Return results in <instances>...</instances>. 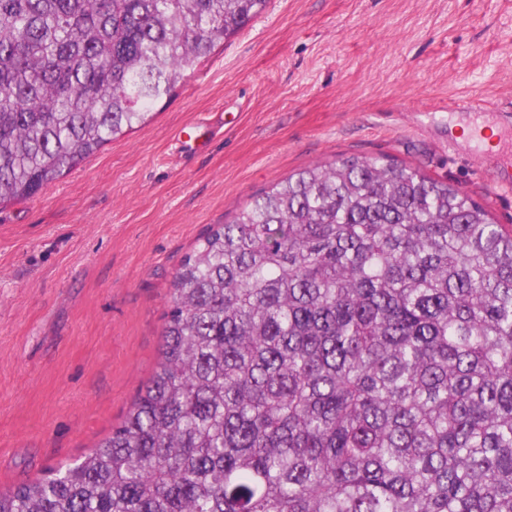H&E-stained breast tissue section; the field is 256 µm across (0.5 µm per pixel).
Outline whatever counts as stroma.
<instances>
[{"instance_id":"obj_1","label":"stroma","mask_w":512,"mask_h":512,"mask_svg":"<svg viewBox=\"0 0 512 512\" xmlns=\"http://www.w3.org/2000/svg\"><path fill=\"white\" fill-rule=\"evenodd\" d=\"M497 127L498 150L459 126ZM385 155L512 225V0H269L150 122L0 205V489L121 422L171 284L213 225L293 172Z\"/></svg>"}]
</instances>
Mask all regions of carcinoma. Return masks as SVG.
I'll return each instance as SVG.
<instances>
[{"label":"carcinoma","mask_w":512,"mask_h":512,"mask_svg":"<svg viewBox=\"0 0 512 512\" xmlns=\"http://www.w3.org/2000/svg\"><path fill=\"white\" fill-rule=\"evenodd\" d=\"M268 0H0V204L152 117ZM0 512H512V226L386 156L196 243L154 372Z\"/></svg>","instance_id":"obj_1"}]
</instances>
